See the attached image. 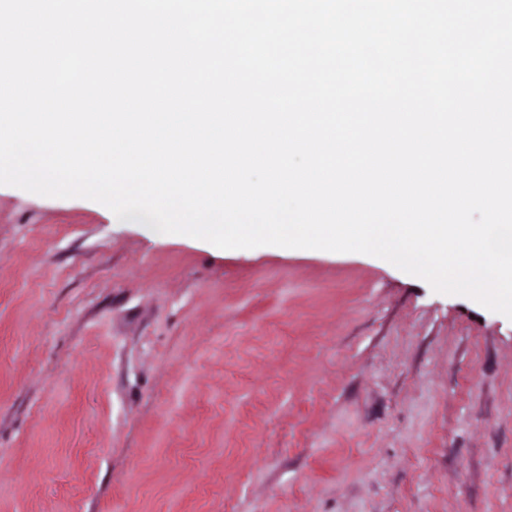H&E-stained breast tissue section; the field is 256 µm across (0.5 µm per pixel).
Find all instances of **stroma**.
<instances>
[{"label": "stroma", "instance_id": "35a3bbf8", "mask_svg": "<svg viewBox=\"0 0 512 512\" xmlns=\"http://www.w3.org/2000/svg\"><path fill=\"white\" fill-rule=\"evenodd\" d=\"M0 512H512V320L0 185Z\"/></svg>", "mask_w": 512, "mask_h": 512}]
</instances>
